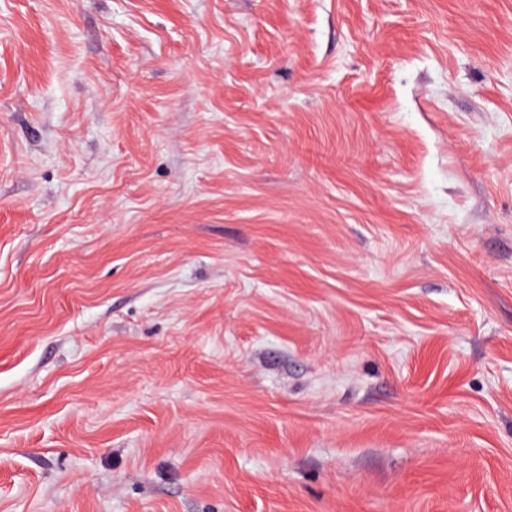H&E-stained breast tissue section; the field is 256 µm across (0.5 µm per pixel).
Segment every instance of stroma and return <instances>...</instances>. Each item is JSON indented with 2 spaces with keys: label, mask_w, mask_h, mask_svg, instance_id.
Masks as SVG:
<instances>
[{
  "label": "stroma",
  "mask_w": 512,
  "mask_h": 512,
  "mask_svg": "<svg viewBox=\"0 0 512 512\" xmlns=\"http://www.w3.org/2000/svg\"><path fill=\"white\" fill-rule=\"evenodd\" d=\"M0 512H512V0H0Z\"/></svg>",
  "instance_id": "1"
}]
</instances>
